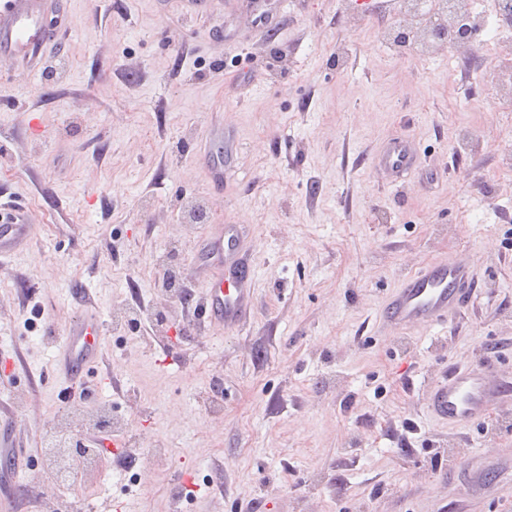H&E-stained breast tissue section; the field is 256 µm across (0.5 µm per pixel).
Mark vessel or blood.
<instances>
[{"mask_svg":"<svg viewBox=\"0 0 512 512\" xmlns=\"http://www.w3.org/2000/svg\"><path fill=\"white\" fill-rule=\"evenodd\" d=\"M63 10L58 0H0V62L26 64L59 40ZM421 164L417 142L408 136L389 138L373 157L371 166L389 183L402 181ZM35 231L26 208L11 202L0 205V257L16 252ZM205 250L223 259L226 277L207 280L203 315L227 331L244 326L251 312L249 278L237 277L239 232L224 225L209 238ZM474 261L456 256L430 261L409 273L383 301L379 320L384 329L398 333L409 328L435 330L447 326L474 298L478 278ZM101 320L85 313L67 328L55 359L54 374L64 384L87 381L100 353ZM512 383L499 379L494 367L474 365L450 370L429 390L430 415L452 426L484 418Z\"/></svg>","mask_w":512,"mask_h":512,"instance_id":"1","label":"vessel or blood"}]
</instances>
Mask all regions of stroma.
Returning <instances> with one entry per match:
<instances>
[{"label": "stroma", "mask_w": 512, "mask_h": 512, "mask_svg": "<svg viewBox=\"0 0 512 512\" xmlns=\"http://www.w3.org/2000/svg\"><path fill=\"white\" fill-rule=\"evenodd\" d=\"M59 2V78L0 66V200L37 226L0 260V421L25 450L0 464V512H512V430L427 410L429 383L475 353L512 373V112L486 84V31L418 57L377 37L401 0ZM265 13L274 26L252 23ZM220 133L236 150L216 194L202 157ZM398 133L424 162L390 186L370 163ZM192 197L208 223H182ZM217 224L245 225L255 267L254 318L232 334L162 292L173 268L202 301ZM448 256L478 264L468 308L375 335L391 289ZM82 292L103 323L90 403L139 446L113 436L97 478L63 487L44 437L87 436L52 372ZM134 301L166 315L154 346L112 331Z\"/></svg>", "instance_id": "1"}]
</instances>
